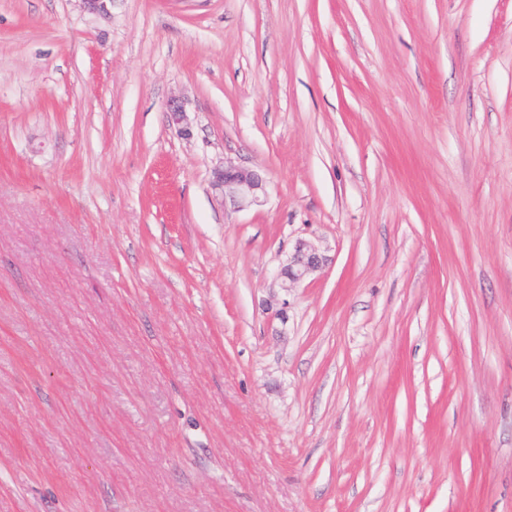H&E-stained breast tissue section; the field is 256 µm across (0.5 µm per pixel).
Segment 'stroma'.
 <instances>
[{"label":"stroma","mask_w":512,"mask_h":512,"mask_svg":"<svg viewBox=\"0 0 512 512\" xmlns=\"http://www.w3.org/2000/svg\"><path fill=\"white\" fill-rule=\"evenodd\" d=\"M0 512H512V0H0ZM213 186L239 207L257 205L261 202L259 193L264 192V180L257 171L231 160H225L224 166L214 171ZM327 259L310 242L299 241L288 263L281 269L280 275L288 281V287L303 282L309 275L319 271Z\"/></svg>","instance_id":"stroma-1"}]
</instances>
